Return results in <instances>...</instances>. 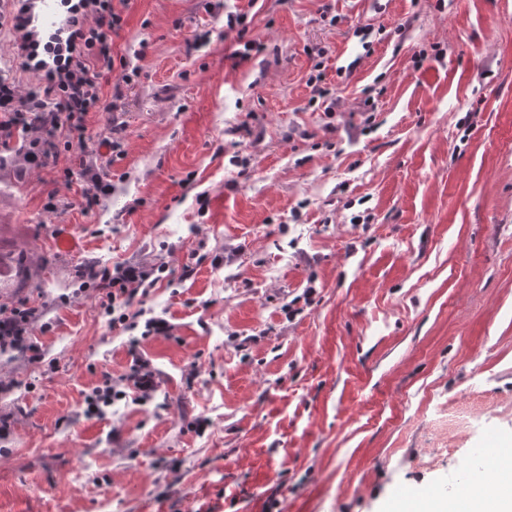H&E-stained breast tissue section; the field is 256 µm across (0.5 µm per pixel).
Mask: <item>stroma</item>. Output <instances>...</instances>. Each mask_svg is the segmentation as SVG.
Listing matches in <instances>:
<instances>
[{"instance_id":"obj_1","label":"stroma","mask_w":512,"mask_h":512,"mask_svg":"<svg viewBox=\"0 0 512 512\" xmlns=\"http://www.w3.org/2000/svg\"><path fill=\"white\" fill-rule=\"evenodd\" d=\"M217 3L247 7L130 0L114 48H149L100 205L46 213L51 170L0 165V250L53 258L27 290L42 360L0 354V512H392L512 445V0H258L264 73L233 67ZM87 262L167 263L140 302L168 333L113 328ZM136 353L151 400L87 417Z\"/></svg>"}]
</instances>
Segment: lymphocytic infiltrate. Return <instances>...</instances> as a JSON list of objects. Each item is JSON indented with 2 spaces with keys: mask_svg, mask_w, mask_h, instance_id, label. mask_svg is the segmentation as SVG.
Instances as JSON below:
<instances>
[{
  "mask_svg": "<svg viewBox=\"0 0 512 512\" xmlns=\"http://www.w3.org/2000/svg\"><path fill=\"white\" fill-rule=\"evenodd\" d=\"M129 0H56L58 21L45 27L40 18L46 0H8L0 14V29L10 34V58L0 67V151L22 153L35 169L54 167L64 188L82 178L81 199L92 208L111 192L92 165L93 160L114 162L123 155L120 125L92 135L87 117L92 112L112 113L120 108L121 87L138 76V66L127 56H116L112 46L125 25ZM241 11L224 15L225 33L238 44L230 55L233 67L255 62L260 69L262 43L249 37ZM34 77L21 88L20 74ZM96 279L103 296L100 306L115 314L116 324L134 327L143 319L146 334L166 331L163 319L145 317L134 305L135 297L159 279L158 267L118 266L115 269L86 268Z\"/></svg>",
  "mask_w": 512,
  "mask_h": 512,
  "instance_id": "1",
  "label": "lymphocytic infiltrate"
}]
</instances>
